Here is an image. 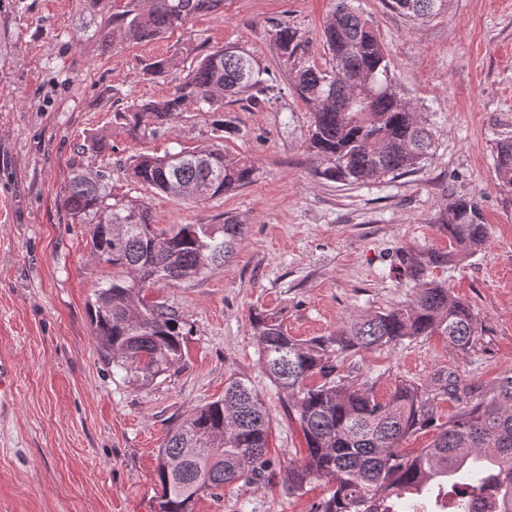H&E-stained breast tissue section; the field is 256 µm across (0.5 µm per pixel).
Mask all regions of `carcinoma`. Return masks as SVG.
<instances>
[{
    "instance_id": "obj_1",
    "label": "carcinoma",
    "mask_w": 512,
    "mask_h": 512,
    "mask_svg": "<svg viewBox=\"0 0 512 512\" xmlns=\"http://www.w3.org/2000/svg\"><path fill=\"white\" fill-rule=\"evenodd\" d=\"M443 0H386L413 19L437 15ZM216 0H148L120 14L130 41L154 39L185 18L207 12ZM333 66H303L292 89L312 111L308 150L323 159L322 174L336 181L366 185L414 170L427 159L434 133L398 94L390 64L374 26L338 0L325 27ZM286 60L300 46L296 30H275ZM268 70L237 46L215 49L199 59L168 97L134 103L131 131H156L193 104L200 112L224 111V97H241L255 108L270 104L281 89ZM134 159L135 182L185 201L221 198L254 182L256 162L226 158L220 149L179 151ZM495 174L512 192V138L496 145ZM111 196L110 175L76 174L63 206L89 221L92 247L118 270L95 293L93 336L102 354L125 372L151 382L183 358V332L177 311L145 300L144 290L160 281H191L224 263L245 236L233 216L220 224H174L160 228L143 201ZM437 223L448 235V251L424 263L403 259L415 283L410 300L396 308L360 316L330 336L299 341L289 336L276 314L253 317L260 362L291 401L289 417L299 424L306 456L291 460L282 484L298 494L313 478L331 485L313 512H432L449 502L451 512H473L475 502L494 500L497 512H512V374L490 385L474 402L460 406L440 425L433 442L411 457L398 451L403 441L434 420L433 393L401 382L390 398L377 400L374 385L346 381L340 362L352 353L439 335L467 351L482 330L470 306L451 294L448 283L427 273L477 251L487 241L479 203L450 201ZM272 417L241 380L224 397L193 409L167 435L157 463L161 494L157 512H193L198 497L226 484L248 485L269 476Z\"/></svg>"
}]
</instances>
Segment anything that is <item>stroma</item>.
Segmentation results:
<instances>
[{
    "label": "stroma",
    "instance_id": "obj_1",
    "mask_svg": "<svg viewBox=\"0 0 512 512\" xmlns=\"http://www.w3.org/2000/svg\"><path fill=\"white\" fill-rule=\"evenodd\" d=\"M129 0H0V512H156V467L170 426L243 380L272 416L275 469L303 457L288 397L259 362L251 320L277 312L299 340L328 336L358 315L407 302L402 258L448 249L437 216L456 197L476 198L489 238L455 264L432 269L470 305L478 348L420 337L347 357L356 383L388 397L407 380L434 393L436 422L404 443L426 447L460 407L512 373V193L495 179V145L512 136V0H446L414 21L384 0H354L387 51L398 90L432 124L435 146L420 170L369 185L322 176L307 149L308 106L295 67L332 66L323 29L337 0H220L149 42L100 41ZM302 46L280 57L278 26ZM238 45L267 66L282 93L267 107L225 102L223 114L187 106L157 134H129L133 102L158 100L183 83L192 58ZM167 68L152 72L158 59ZM106 136L109 151H92ZM220 148L253 158L258 175L236 193L183 201L136 184L137 156ZM109 172L112 193L150 207L156 224H216L239 216L246 237L226 264L186 283L147 288V301L183 322L178 369L145 384L105 361L89 307L112 268L93 252L89 225L62 199L77 172ZM459 380L445 393L447 377ZM326 493L232 484L201 495L194 512H312Z\"/></svg>",
    "mask_w": 512,
    "mask_h": 512
}]
</instances>
